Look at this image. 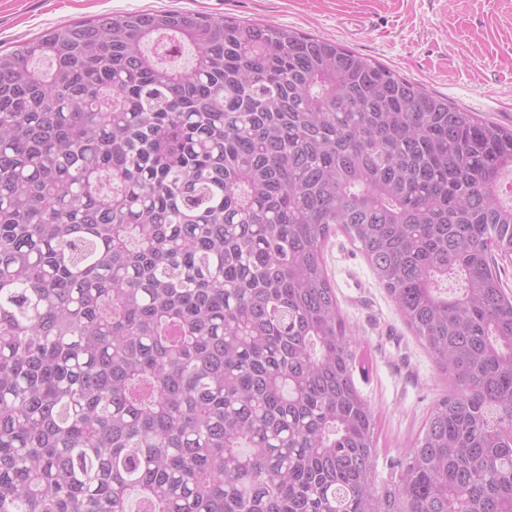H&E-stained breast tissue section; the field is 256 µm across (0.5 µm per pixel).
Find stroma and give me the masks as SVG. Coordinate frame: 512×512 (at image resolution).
<instances>
[{"label":"stroma","mask_w":512,"mask_h":512,"mask_svg":"<svg viewBox=\"0 0 512 512\" xmlns=\"http://www.w3.org/2000/svg\"><path fill=\"white\" fill-rule=\"evenodd\" d=\"M168 10L335 41L453 106L512 128V0H0V51L78 20ZM324 259L339 312L357 340L354 380L375 415L383 479L450 385L342 231L327 240Z\"/></svg>","instance_id":"35a3bbf8"}]
</instances>
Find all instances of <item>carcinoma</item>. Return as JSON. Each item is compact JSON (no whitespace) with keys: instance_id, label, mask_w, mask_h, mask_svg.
<instances>
[{"instance_id":"1","label":"carcinoma","mask_w":512,"mask_h":512,"mask_svg":"<svg viewBox=\"0 0 512 512\" xmlns=\"http://www.w3.org/2000/svg\"><path fill=\"white\" fill-rule=\"evenodd\" d=\"M509 175L511 128L284 27L0 51V512H512ZM337 228L453 385L381 482Z\"/></svg>"}]
</instances>
